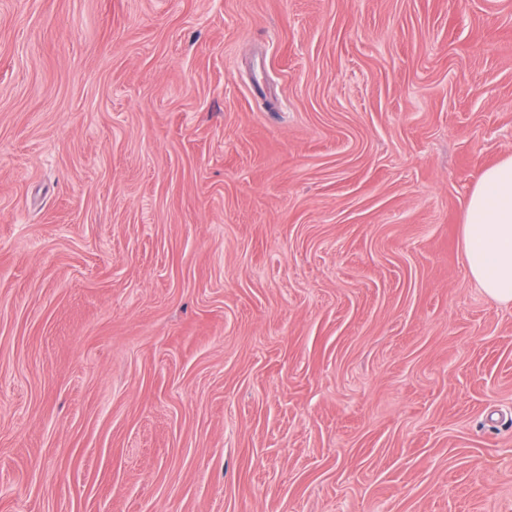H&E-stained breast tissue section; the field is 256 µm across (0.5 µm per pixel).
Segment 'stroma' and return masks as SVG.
Returning a JSON list of instances; mask_svg holds the SVG:
<instances>
[{
    "label": "stroma",
    "mask_w": 512,
    "mask_h": 512,
    "mask_svg": "<svg viewBox=\"0 0 512 512\" xmlns=\"http://www.w3.org/2000/svg\"><path fill=\"white\" fill-rule=\"evenodd\" d=\"M512 0H0V512H512ZM469 277L492 299L512 303V156L487 168L470 191L462 226Z\"/></svg>",
    "instance_id": "1"
}]
</instances>
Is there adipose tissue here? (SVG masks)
Here are the masks:
<instances>
[{
	"label": "adipose tissue",
	"mask_w": 512,
	"mask_h": 512,
	"mask_svg": "<svg viewBox=\"0 0 512 512\" xmlns=\"http://www.w3.org/2000/svg\"><path fill=\"white\" fill-rule=\"evenodd\" d=\"M469 277L492 299L512 303V156L487 168L470 191L462 226Z\"/></svg>",
	"instance_id": "adipose-tissue-1"
}]
</instances>
